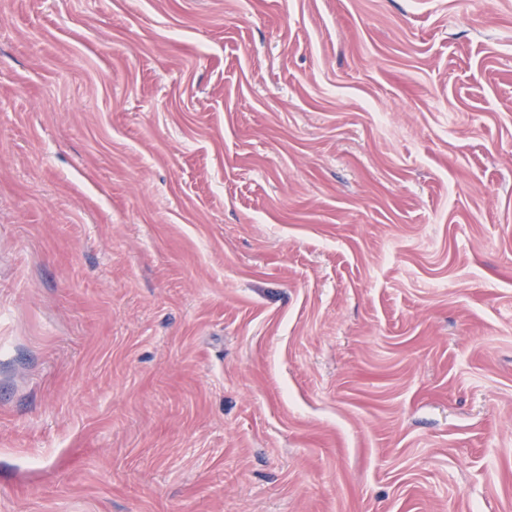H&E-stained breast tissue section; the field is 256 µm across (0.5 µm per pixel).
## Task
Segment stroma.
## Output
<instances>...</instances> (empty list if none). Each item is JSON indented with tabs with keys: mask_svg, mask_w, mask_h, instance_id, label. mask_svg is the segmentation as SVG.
<instances>
[{
	"mask_svg": "<svg viewBox=\"0 0 512 512\" xmlns=\"http://www.w3.org/2000/svg\"><path fill=\"white\" fill-rule=\"evenodd\" d=\"M0 512H512V0H0Z\"/></svg>",
	"mask_w": 512,
	"mask_h": 512,
	"instance_id": "stroma-1",
	"label": "stroma"
}]
</instances>
